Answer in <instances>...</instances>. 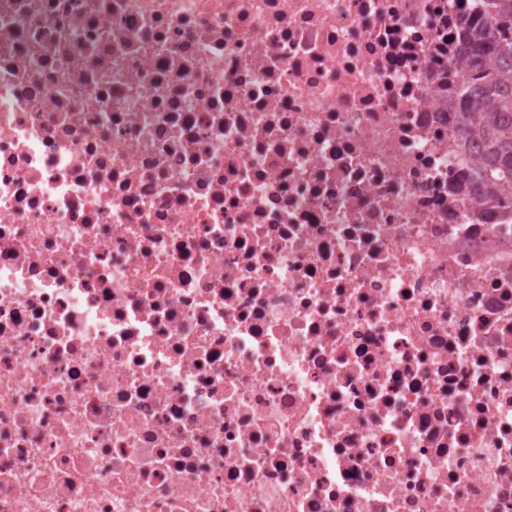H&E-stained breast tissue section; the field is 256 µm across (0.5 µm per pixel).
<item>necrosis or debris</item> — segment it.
Listing matches in <instances>:
<instances>
[{
  "instance_id": "4bbe7bcc",
  "label": "necrosis or debris",
  "mask_w": 512,
  "mask_h": 512,
  "mask_svg": "<svg viewBox=\"0 0 512 512\" xmlns=\"http://www.w3.org/2000/svg\"><path fill=\"white\" fill-rule=\"evenodd\" d=\"M490 0H0V512H512ZM492 8L498 36L493 42L475 39L462 76L467 112H487L474 128L465 119L460 132L465 137L478 133L485 138L487 153L474 170L473 190L488 200L496 198L503 218L509 220L511 198L494 196L499 188L512 186V0H494ZM492 61L496 66L491 65Z\"/></svg>"
}]
</instances>
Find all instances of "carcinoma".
I'll use <instances>...</instances> for the list:
<instances>
[{"instance_id": "cac0c4a2", "label": "carcinoma", "mask_w": 512, "mask_h": 512, "mask_svg": "<svg viewBox=\"0 0 512 512\" xmlns=\"http://www.w3.org/2000/svg\"><path fill=\"white\" fill-rule=\"evenodd\" d=\"M498 36L493 42H474L462 94L471 111H486L475 127L461 123L465 136L482 135L487 153L473 173V190L496 200L503 218H512V200L495 197V191L512 186V0H493Z\"/></svg>"}]
</instances>
